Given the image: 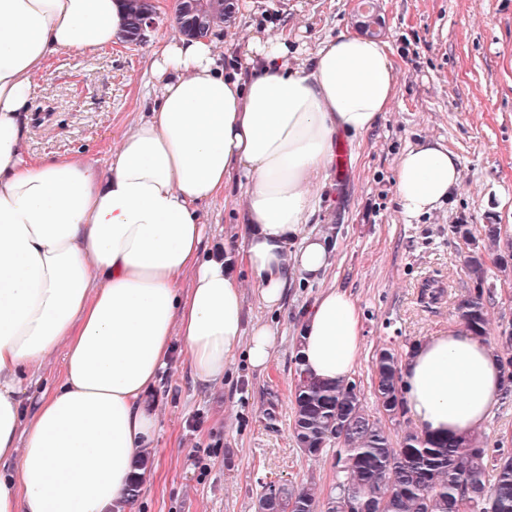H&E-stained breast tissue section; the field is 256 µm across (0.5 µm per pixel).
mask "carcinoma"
I'll use <instances>...</instances> for the list:
<instances>
[{"instance_id": "cac0c4a2", "label": "carcinoma", "mask_w": 512, "mask_h": 512, "mask_svg": "<svg viewBox=\"0 0 512 512\" xmlns=\"http://www.w3.org/2000/svg\"><path fill=\"white\" fill-rule=\"evenodd\" d=\"M205 5L200 14L189 8V0H182L181 33L203 38L224 24L230 4L205 0ZM150 14L149 0H128L122 39L139 42V30ZM454 232L469 246L463 264L474 284L457 303L456 314L472 335L486 342L487 303L493 291L483 252L499 245L501 229L485 224L477 238L459 224ZM494 342L504 356L506 381L512 383V327L502 329ZM373 364L378 403L389 419L398 421L408 414L400 357L383 346ZM293 431L297 446L308 456L336 446L334 492L320 499L310 487L282 484L260 493L256 512H512V453L487 448L474 434L407 431L394 441L366 412L352 379L339 384L297 370Z\"/></svg>"}]
</instances>
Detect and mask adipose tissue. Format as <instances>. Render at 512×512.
<instances>
[{
	"instance_id": "1",
	"label": "adipose tissue",
	"mask_w": 512,
	"mask_h": 512,
	"mask_svg": "<svg viewBox=\"0 0 512 512\" xmlns=\"http://www.w3.org/2000/svg\"><path fill=\"white\" fill-rule=\"evenodd\" d=\"M124 0H0V512H111L159 432L147 396L180 338L196 384L223 382L245 353L266 370L275 332L245 323L242 283L203 253L201 204L240 190L235 245L261 304L332 266L321 210L336 139L371 131L397 93L387 41L342 32L305 58L288 33L252 35L224 67L208 39L155 47L156 94L112 150L105 172L67 156L26 154L23 114L62 51L115 44ZM455 153L423 140L404 151L394 191L413 222L461 184ZM189 288H181L183 276ZM364 343L349 292L305 311L298 348L308 375L349 380ZM63 349L57 388L23 400L25 376ZM401 388L420 431L466 435L498 408L496 350L462 329L405 359Z\"/></svg>"
}]
</instances>
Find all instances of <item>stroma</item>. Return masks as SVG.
Masks as SVG:
<instances>
[{"instance_id": "obj_1", "label": "stroma", "mask_w": 512, "mask_h": 512, "mask_svg": "<svg viewBox=\"0 0 512 512\" xmlns=\"http://www.w3.org/2000/svg\"><path fill=\"white\" fill-rule=\"evenodd\" d=\"M233 2L234 13L211 33L228 63L253 28L287 29L292 48L310 50L338 32L364 31L358 0H258L252 10L247 0ZM376 14L379 37L393 49L397 96L372 132L336 141L341 161L330 177V206L310 221L330 238L334 264L322 281L288 288L277 311L261 305L249 274L239 271L247 323H268L278 333L267 371L252 370L240 355L223 383L203 388L190 376L181 342H173L149 395L160 429L129 512H255L263 487L284 482L329 494L336 484L333 451L303 455L292 430L295 357L307 306L332 286L353 296L365 339L352 378L374 414L376 349L386 345L403 357L459 323L455 305L472 282L454 226L477 233L493 222L502 243H512V0H376ZM150 52L144 41L57 54L27 114L26 152L69 155L106 169L150 89ZM427 137L458 156L461 186L441 208L408 224L395 199V167ZM201 215L206 250L221 251L225 240L237 238L239 208L218 200L202 206ZM485 262L494 336L512 325V270L501 271L493 251ZM427 281L441 286L439 303L422 300Z\"/></svg>"}]
</instances>
